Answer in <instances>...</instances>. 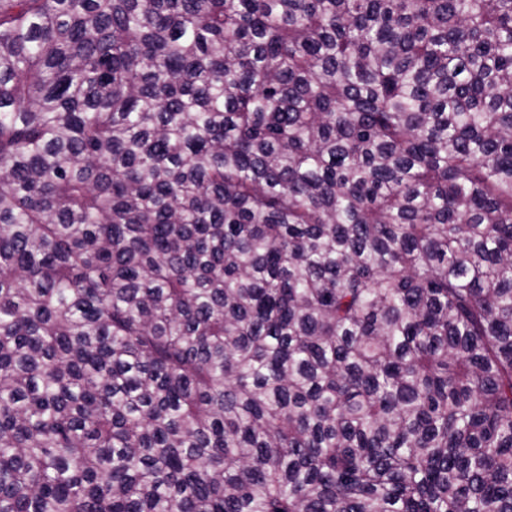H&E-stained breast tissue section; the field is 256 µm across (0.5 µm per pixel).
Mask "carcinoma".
I'll use <instances>...</instances> for the list:
<instances>
[{
    "instance_id": "carcinoma-1",
    "label": "carcinoma",
    "mask_w": 512,
    "mask_h": 512,
    "mask_svg": "<svg viewBox=\"0 0 512 512\" xmlns=\"http://www.w3.org/2000/svg\"><path fill=\"white\" fill-rule=\"evenodd\" d=\"M0 512H512V0H0Z\"/></svg>"
}]
</instances>
